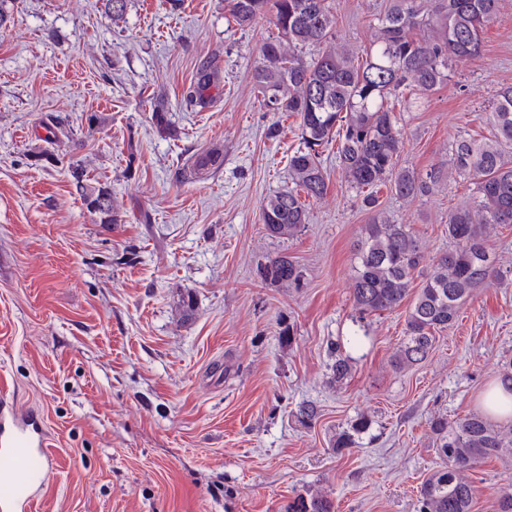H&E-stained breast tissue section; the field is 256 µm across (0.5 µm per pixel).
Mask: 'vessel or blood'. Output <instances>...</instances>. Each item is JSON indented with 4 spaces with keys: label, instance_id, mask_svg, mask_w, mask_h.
I'll return each instance as SVG.
<instances>
[{
    "label": "vessel or blood",
    "instance_id": "vessel-or-blood-1",
    "mask_svg": "<svg viewBox=\"0 0 512 512\" xmlns=\"http://www.w3.org/2000/svg\"><path fill=\"white\" fill-rule=\"evenodd\" d=\"M51 462L42 416L0 396V512H32Z\"/></svg>",
    "mask_w": 512,
    "mask_h": 512
}]
</instances>
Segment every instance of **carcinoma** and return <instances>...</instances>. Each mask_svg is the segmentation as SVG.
I'll return each instance as SVG.
<instances>
[{
  "label": "carcinoma",
  "instance_id": "carcinoma-1",
  "mask_svg": "<svg viewBox=\"0 0 512 512\" xmlns=\"http://www.w3.org/2000/svg\"><path fill=\"white\" fill-rule=\"evenodd\" d=\"M129 0H105L112 23L124 19ZM500 0H389L374 18V39L359 58L335 42L332 0H225L229 20L241 29L264 21L276 29L261 46L262 62L254 72L266 108L299 117L300 146L289 157L293 187L267 197L261 220L271 236L293 235L307 223L305 199H319L326 190L324 152L336 149V165L361 203L375 209L376 186L389 183L394 195L412 200L428 193L437 181L397 167L402 146L401 115L395 104L419 106L415 90L432 91L448 82L458 67L478 56L484 29L498 15ZM323 47L317 54L309 53ZM211 87L209 67L184 95L185 105L204 107ZM489 135L457 137L450 164L472 184V201L448 213V251L433 262L406 311L405 339L393 363L406 368L425 360L435 334L453 325L472 291L500 275L486 243L489 224H512V86L500 88L487 113ZM224 164V153L210 148L189 157L175 180H201ZM77 190L99 224H118L111 189L85 183L75 174ZM423 262L420 239L409 224H395L381 214L365 225L356 247L353 304L359 314V336L369 335L365 316L392 311L408 298L415 271ZM262 281L299 288L300 266L286 254L258 266ZM331 379L340 384L352 371L351 357L336 346ZM362 416L336 440L338 448L356 447L366 433ZM443 466L420 486L419 512H472L475 488L468 471L483 460L512 455V428L471 413L459 420L437 417L431 422ZM285 512H335L319 496H296Z\"/></svg>",
  "mask_w": 512,
  "mask_h": 512
}]
</instances>
